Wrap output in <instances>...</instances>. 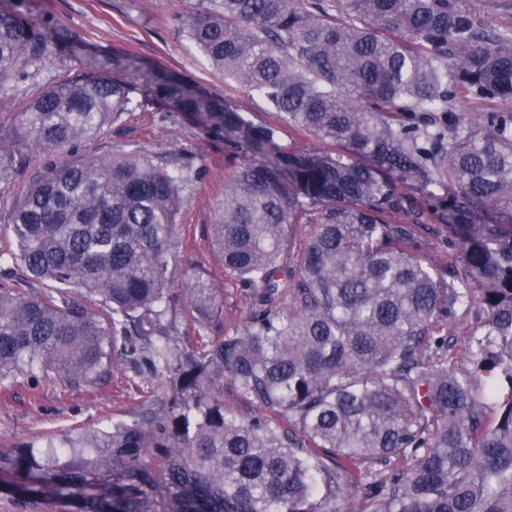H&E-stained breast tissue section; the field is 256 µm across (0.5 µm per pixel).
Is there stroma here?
<instances>
[{
	"instance_id": "obj_1",
	"label": "stroma",
	"mask_w": 512,
	"mask_h": 512,
	"mask_svg": "<svg viewBox=\"0 0 512 512\" xmlns=\"http://www.w3.org/2000/svg\"><path fill=\"white\" fill-rule=\"evenodd\" d=\"M33 18H46L54 33H79L81 43L49 67L34 71L22 88L0 90V133L18 128V115L32 100L60 80L76 74L83 63L98 54L131 56L152 67L177 72L219 101L236 103L244 116L260 125L277 117L258 94L212 69L197 46L182 32L178 16L201 8L202 0H27ZM139 149L155 158L170 160L186 151L193 157V177L184 192L177 216L181 241L171 257L176 288H184L193 271L208 275L222 289L224 311L212 330L220 336L242 327L251 313V291L233 281L215 254L210 237L218 206L224 200V183L234 165L223 139L209 134L201 118L169 119L153 108L124 113L120 122L105 127L82 144L80 154L107 155ZM41 157L20 163L10 181L0 182V251L13 247L6 226L13 204L41 168ZM151 380L136 375L125 358L114 356L112 377L100 385L74 389L55 382L38 389L0 388V448L32 444L49 432L74 428L92 430L113 422L131 420L139 404L152 392Z\"/></svg>"
}]
</instances>
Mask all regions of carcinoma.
I'll list each match as a JSON object with an SVG mask.
<instances>
[{"mask_svg": "<svg viewBox=\"0 0 512 512\" xmlns=\"http://www.w3.org/2000/svg\"><path fill=\"white\" fill-rule=\"evenodd\" d=\"M179 22L224 77L336 150L287 147L278 125L122 55L27 105L21 140L47 162L0 253V387L91 386L118 351L157 394L130 422L0 449L10 491L75 512H340L359 490L368 512H512V26L475 0H208ZM78 43L25 0L0 9V88ZM460 98L487 111L464 122ZM150 104L201 117L240 158L211 229L253 312L200 346L174 334L169 267L191 163L54 160ZM15 146L0 138V182ZM433 210L457 238L436 265L414 231ZM295 224L314 225L297 272ZM183 293L202 340L220 291L197 270ZM475 307L468 352L497 375L481 391L449 333ZM226 376L288 432L226 414Z\"/></svg>", "mask_w": 512, "mask_h": 512, "instance_id": "1", "label": "carcinoma"}]
</instances>
